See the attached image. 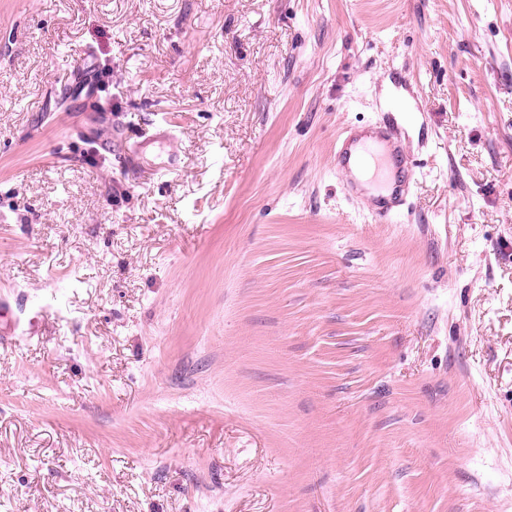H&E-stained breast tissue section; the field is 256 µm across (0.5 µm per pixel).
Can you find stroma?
<instances>
[{"label":"stroma","instance_id":"35a3bbf8","mask_svg":"<svg viewBox=\"0 0 512 512\" xmlns=\"http://www.w3.org/2000/svg\"><path fill=\"white\" fill-rule=\"evenodd\" d=\"M1 214L0 512H512V0H0ZM403 161L402 144L393 124L350 131L336 148L335 166L346 178L347 195L365 196L368 215L377 223L389 222L406 202L413 174L399 172ZM367 185L378 194L368 196Z\"/></svg>","mask_w":512,"mask_h":512}]
</instances>
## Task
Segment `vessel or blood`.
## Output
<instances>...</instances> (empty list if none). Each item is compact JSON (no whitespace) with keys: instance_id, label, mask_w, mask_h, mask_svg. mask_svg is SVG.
I'll return each mask as SVG.
<instances>
[{"instance_id":"vessel-or-blood-1","label":"vessel or blood","mask_w":512,"mask_h":512,"mask_svg":"<svg viewBox=\"0 0 512 512\" xmlns=\"http://www.w3.org/2000/svg\"><path fill=\"white\" fill-rule=\"evenodd\" d=\"M403 148L394 125L357 129L342 137L335 166L345 177L351 197H367L368 214L378 223L389 222L406 202L411 175L400 172Z\"/></svg>"}]
</instances>
